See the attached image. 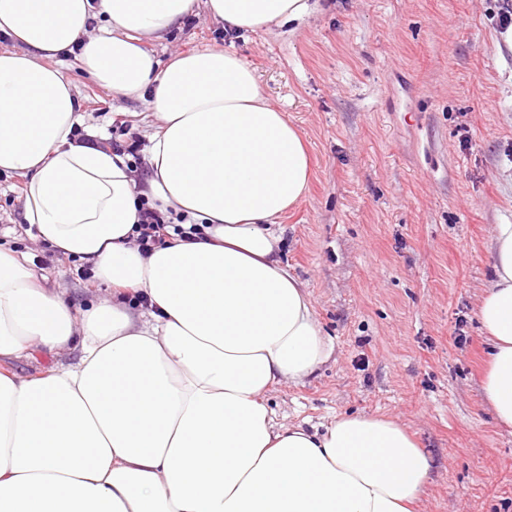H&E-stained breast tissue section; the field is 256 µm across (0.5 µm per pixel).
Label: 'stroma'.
<instances>
[{
    "label": "stroma",
    "mask_w": 512,
    "mask_h": 512,
    "mask_svg": "<svg viewBox=\"0 0 512 512\" xmlns=\"http://www.w3.org/2000/svg\"><path fill=\"white\" fill-rule=\"evenodd\" d=\"M308 16L235 35L205 13L164 40L160 61L221 46L303 133L306 195L283 216L282 261L334 344L301 384L268 395L279 424L386 415L432 461L418 512H512V433L484 401L477 306L493 228L512 224V39L497 0H310ZM86 123L149 141L144 98L114 96L59 62ZM24 180L0 174V244L74 306L108 297L22 222Z\"/></svg>",
    "instance_id": "35a3bbf8"
}]
</instances>
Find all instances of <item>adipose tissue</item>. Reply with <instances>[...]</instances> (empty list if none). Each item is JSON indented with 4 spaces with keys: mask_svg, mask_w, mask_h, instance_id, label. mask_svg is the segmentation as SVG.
Returning a JSON list of instances; mask_svg holds the SVG:
<instances>
[{
    "mask_svg": "<svg viewBox=\"0 0 512 512\" xmlns=\"http://www.w3.org/2000/svg\"><path fill=\"white\" fill-rule=\"evenodd\" d=\"M199 9L255 31L311 6L0 0V172L25 179L24 223L112 288L73 308L0 247V512H414L431 460L404 426L342 414L285 427L267 405L333 351L275 228L306 192L310 159L235 53L162 66L143 48ZM68 52L113 94H150L144 178L128 156L76 143L80 103L55 65ZM144 200L203 238L141 254ZM477 317L483 394L512 429V224L494 227ZM37 350L78 359L20 378L15 364Z\"/></svg>",
    "mask_w": 512,
    "mask_h": 512,
    "instance_id": "adipose-tissue-1",
    "label": "adipose tissue"
}]
</instances>
